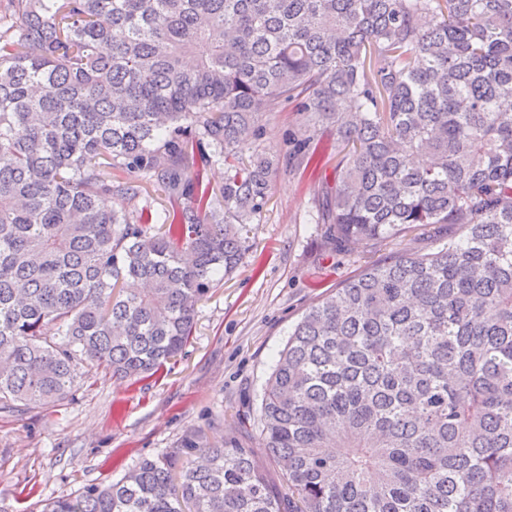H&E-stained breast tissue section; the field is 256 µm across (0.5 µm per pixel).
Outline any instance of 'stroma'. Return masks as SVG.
<instances>
[{
  "label": "stroma",
  "instance_id": "35a3bbf8",
  "mask_svg": "<svg viewBox=\"0 0 512 512\" xmlns=\"http://www.w3.org/2000/svg\"><path fill=\"white\" fill-rule=\"evenodd\" d=\"M305 116L295 104L258 120L239 144L240 161L264 150L277 155L263 209L242 231L247 250L202 301L183 352L156 375L134 382L105 372L78 380L61 405L0 410V496L10 512L90 484L119 480L141 458L181 447L232 443L280 478L259 448L260 396L290 328L322 297L359 274L365 263L427 253L445 237L432 224L397 239L329 250L317 210L336 180V138L324 135L299 154ZM250 424L239 427V415Z\"/></svg>",
  "mask_w": 512,
  "mask_h": 512
}]
</instances>
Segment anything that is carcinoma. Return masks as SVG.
Returning <instances> with one entry per match:
<instances>
[{
	"mask_svg": "<svg viewBox=\"0 0 512 512\" xmlns=\"http://www.w3.org/2000/svg\"><path fill=\"white\" fill-rule=\"evenodd\" d=\"M0 29V403L135 382L240 264L279 158L264 112L336 136L332 247L446 224L312 305L263 391L258 447L184 448L41 512H512V0H9ZM224 187L188 174L205 148ZM186 205L120 213L147 183ZM149 285L143 293L119 286ZM48 326L55 327L52 336Z\"/></svg>",
	"mask_w": 512,
	"mask_h": 512,
	"instance_id": "obj_1",
	"label": "carcinoma"
}]
</instances>
